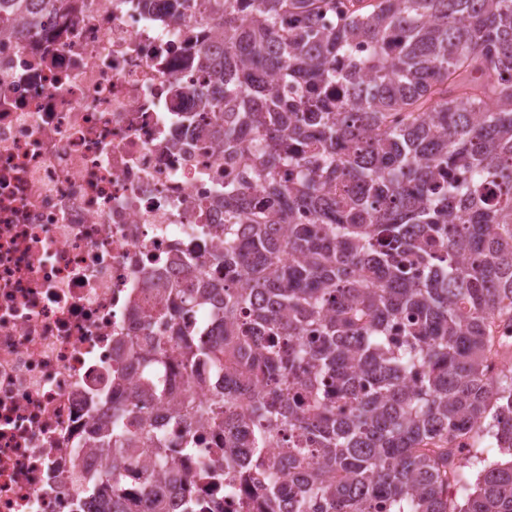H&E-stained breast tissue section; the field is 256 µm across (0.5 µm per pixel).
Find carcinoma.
Masks as SVG:
<instances>
[{"label": "carcinoma", "mask_w": 512, "mask_h": 512, "mask_svg": "<svg viewBox=\"0 0 512 512\" xmlns=\"http://www.w3.org/2000/svg\"><path fill=\"white\" fill-rule=\"evenodd\" d=\"M52 2L0 0V15L31 35ZM211 2L224 148L245 174L224 177L205 288L166 289L160 312L179 327L220 305L212 342L178 338L183 363L224 373L174 407L224 434V464L200 477L258 486L256 512H512V460H483L471 489L448 449L490 415L512 455V367L490 370L512 332V0ZM172 342L149 339L148 361ZM141 428L94 439L112 450V512L123 448L150 449L149 483L167 464Z\"/></svg>", "instance_id": "carcinoma-1"}]
</instances>
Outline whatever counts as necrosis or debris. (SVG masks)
I'll list each match as a JSON object with an SVG mask.
<instances>
[{"label":"necrosis or debris","instance_id":"1","mask_svg":"<svg viewBox=\"0 0 512 512\" xmlns=\"http://www.w3.org/2000/svg\"><path fill=\"white\" fill-rule=\"evenodd\" d=\"M0 30V512H97L108 488L95 431L139 398L136 351L170 333L163 288L197 287L224 221V124L201 54L207 4L62 0L26 38ZM146 401L174 454L146 485L145 459L123 486L183 512L189 498L249 512L256 490L204 483L197 460L221 438L187 430L172 406L223 383L211 365L167 359Z\"/></svg>","mask_w":512,"mask_h":512}]
</instances>
